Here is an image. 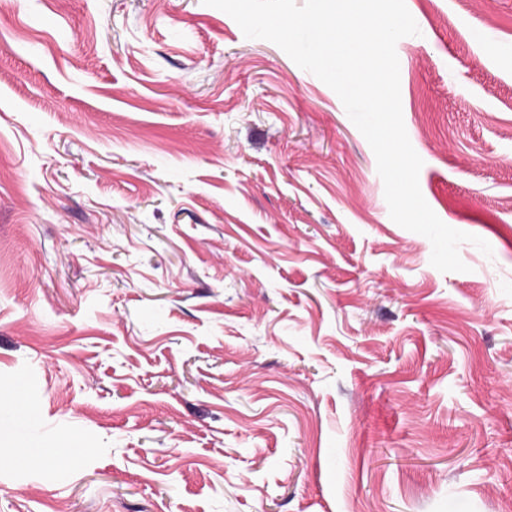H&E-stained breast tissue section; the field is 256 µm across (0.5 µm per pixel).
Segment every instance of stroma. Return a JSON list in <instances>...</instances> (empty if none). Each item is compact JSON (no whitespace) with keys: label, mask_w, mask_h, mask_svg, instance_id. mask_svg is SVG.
<instances>
[{"label":"stroma","mask_w":512,"mask_h":512,"mask_svg":"<svg viewBox=\"0 0 512 512\" xmlns=\"http://www.w3.org/2000/svg\"><path fill=\"white\" fill-rule=\"evenodd\" d=\"M443 273L336 93L202 0H0V512H512V0H406ZM32 413L19 415L9 402L1 400L0 404V449L7 448V457L1 456V461L8 458L17 448L28 451L27 459L33 465H41L46 456L41 448L42 441L34 433L32 426Z\"/></svg>","instance_id":"1"}]
</instances>
